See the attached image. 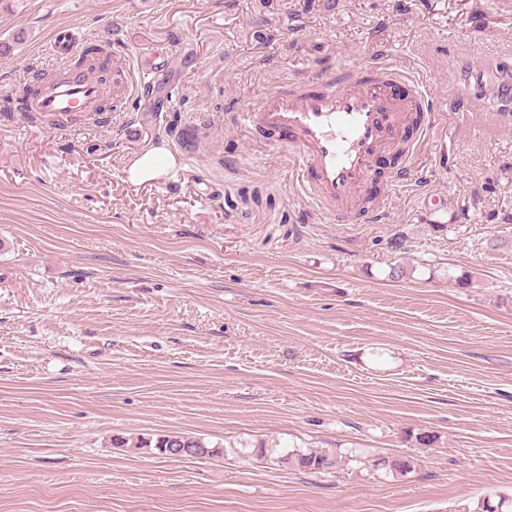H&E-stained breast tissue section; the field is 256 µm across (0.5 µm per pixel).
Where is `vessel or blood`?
I'll use <instances>...</instances> for the list:
<instances>
[{
	"label": "vessel or blood",
	"instance_id": "vessel-or-blood-1",
	"mask_svg": "<svg viewBox=\"0 0 512 512\" xmlns=\"http://www.w3.org/2000/svg\"><path fill=\"white\" fill-rule=\"evenodd\" d=\"M85 43L74 30L57 32L46 51L60 59L59 77L33 76L36 93L20 100L8 97L0 110L38 115L61 129L73 114L94 117L101 111L107 101L102 72L121 73L124 87L131 89L153 79L159 67L160 53L154 49L143 52L132 68L107 48L92 65L75 64ZM493 81L495 103L512 108V72ZM238 120L267 145L287 150L301 189L339 222L353 214L382 153L399 145L415 153L439 122L422 79L395 60L355 71L340 68L316 81H291L239 113Z\"/></svg>",
	"mask_w": 512,
	"mask_h": 512
}]
</instances>
